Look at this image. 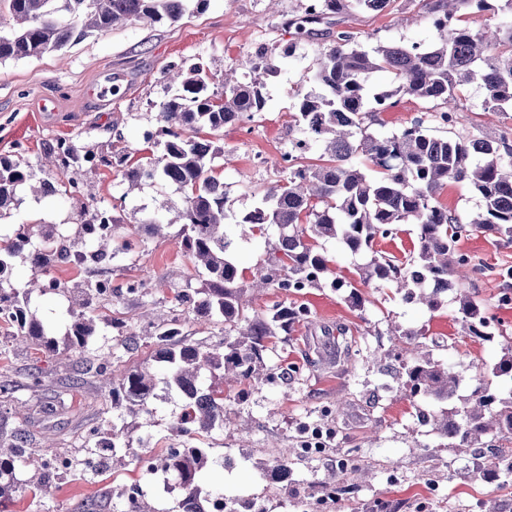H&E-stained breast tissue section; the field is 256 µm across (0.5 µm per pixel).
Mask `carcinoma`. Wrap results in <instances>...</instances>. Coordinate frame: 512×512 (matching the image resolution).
I'll list each match as a JSON object with an SVG mask.
<instances>
[{"mask_svg": "<svg viewBox=\"0 0 512 512\" xmlns=\"http://www.w3.org/2000/svg\"><path fill=\"white\" fill-rule=\"evenodd\" d=\"M390 0H321L319 9L303 14L295 22L296 42L313 34V25L352 12L381 11ZM0 60L39 57L60 52L93 31L137 20L175 23L184 14V0H0ZM422 17L436 31L433 42L383 43L369 49L354 41L348 31H338L333 43L317 58L309 77L311 87L295 96L294 121L304 138L293 143L287 177L257 190L258 204L241 217L230 214L224 198V183L210 175L208 163L224 156L217 133L224 126L254 117L262 111L264 79L276 74L267 52L260 49L224 72V93L209 91L204 69L166 71L178 93L157 105L159 138L146 142L161 146L157 157L136 162L124 151L112 153L120 167L127 191L147 180L171 183L184 191L182 227L175 243L182 256L198 271L197 285L187 282L175 294V313L162 323H150L146 335L153 339L156 361L164 364L163 389L182 398L181 412L174 416L170 431L181 437L208 434L224 426L235 412L232 393L245 384H274L278 368L265 363L272 339L288 336L294 325L313 322L303 303L277 305L266 313L249 312L243 303L253 288H273L299 294L307 288L327 286L350 308L364 310L369 299L354 281L335 275L331 259L322 247L339 240L353 255L368 254L369 261L357 268L360 283L393 288L399 299L417 302L429 310L443 306L440 289L455 293L462 333L477 341L505 337L495 326L484 301L472 296L465 281L471 260L457 243L467 227L498 234L512 241V140L507 133L490 140L455 131L460 88L474 81L484 90V108L491 112L512 109V0H419ZM493 12L494 27L471 28L462 23L461 12ZM394 75V88H373L372 76ZM395 95L421 100L429 107L409 126L388 133L372 129L378 114L388 110ZM321 150L319 162H306L312 147ZM62 171L80 169L92 154L75 144L56 141L51 149ZM33 175L18 160L0 157V217L11 210L17 190ZM450 183H464L480 197V210L464 225L459 216L439 202L441 190ZM234 220L239 238L264 233L266 226L278 229L276 242H267L268 258L246 277L233 259L235 241L225 230ZM409 221L417 229V253L405 260L376 250L378 239L391 234L392 225ZM112 225V233L99 235L97 223ZM120 217L111 210H96L80 224L85 250H75L69 237L56 236L55 226L34 231L24 224L0 246V317L10 328V342L35 348L44 355L57 352L56 341L29 308L38 294L63 293L78 296L67 332L68 350L79 356L85 373L98 378L99 389L112 398L120 413L87 431L88 455H98L97 432L111 436L112 464L130 458L139 466L143 453L133 447L135 430L125 416L149 419L156 400L157 377L147 363L127 367L119 377L112 371V351L97 352L90 346L97 335L93 311L120 298L146 306L152 295L143 281H131L123 289L103 293L101 276L112 264L133 253L129 240H119ZM166 227L156 218L138 224L141 242L163 236ZM31 264L27 280L13 283L15 259ZM57 266H73L89 275L87 281L68 287L49 277ZM192 313L200 322L222 326L224 339L217 345L186 339L183 315ZM126 322L112 318V328L121 333L119 345L131 352L138 346L137 334L123 332ZM408 340L405 359L388 352L380 360L394 358L404 371L403 386L411 398H435L450 403L463 378L440 361L422 342V329H401ZM342 341L328 342L329 359L349 366L356 353L336 328ZM219 381L204 387L203 372ZM492 374L512 380V345L494 363ZM419 422L448 437L457 448H475L489 453L497 477L512 480V390L502 394L484 377V367L471 379L470 394L461 406L439 411L421 410ZM22 433L0 432V507L19 491L16 468L40 450L27 448ZM208 462L206 450L188 451L165 463L189 492H199V474ZM62 477L42 467L37 490L55 495ZM123 512H156L141 498L126 499V488L111 490Z\"/></svg>", "mask_w": 512, "mask_h": 512, "instance_id": "1", "label": "carcinoma"}]
</instances>
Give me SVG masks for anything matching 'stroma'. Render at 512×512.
I'll return each mask as SVG.
<instances>
[{"instance_id": "35a3bbf8", "label": "stroma", "mask_w": 512, "mask_h": 512, "mask_svg": "<svg viewBox=\"0 0 512 512\" xmlns=\"http://www.w3.org/2000/svg\"><path fill=\"white\" fill-rule=\"evenodd\" d=\"M305 0H186L181 20L172 23L132 22L94 33L57 53L39 58L0 61V156L29 165L35 179L61 182L65 173L46 165L45 156L57 140L73 141L94 151L91 173L79 177V188L70 193L37 197L18 191L10 211L0 217V238L12 235L20 224H78L96 208L122 205L126 224L123 235L132 236L136 221L161 213L172 231H179L183 193L176 186L153 183L134 196L124 197L121 174L112 165L113 149L144 148L147 132L157 129L156 106L175 93L164 81L170 69L203 65L212 91L222 88L226 68L267 49L275 57L278 74L263 90L265 107L249 128L225 127L221 138L226 153L213 162L224 181L227 205L235 214L251 210L254 191L283 179L282 155L303 133L293 120L294 94L312 70L326 36L317 34L298 43L282 23L300 17ZM335 30L351 32L364 47L377 42L428 43L435 30L423 20L414 0H391L381 12L353 11L334 19ZM293 56H285L288 44ZM483 90L468 85L457 111V131L495 139L512 133V111L486 114ZM476 270L468 288L488 304L491 314L512 337V279L501 269L512 267V242L479 230H470L458 241ZM194 270L180 254L174 240L148 242L131 259L114 265L113 285L131 280L154 284V303L141 309L125 301L120 310L135 318L138 326L161 322L169 316L173 289L193 278ZM372 304L358 311L346 306L332 288H312L301 300L311 309L314 325H296L291 335L279 337L269 359L284 373L276 385L250 387L248 401L224 428L196 439L209 449L207 491L263 496L266 512H304L309 494L336 475V458L352 451L359 466L370 476L358 488L343 492L345 502L372 507L373 512H512V482L492 480L480 473V460L469 451L449 447L447 438L421 426L417 409H438L436 401L404 397L401 378L379 352L397 349L399 337L391 335L389 321L406 328H424L435 358L455 368L463 377L474 374L475 363L496 361L503 339L478 342L463 336L456 303L431 312L393 298L389 289L363 286ZM30 307L49 329L58 345L53 358L34 349H15L0 354V381H24L40 368L49 381L39 392L20 390L28 408L0 405V426L5 431L25 432L31 447H43L53 439V453L81 455L83 430L111 416L112 405L102 397L97 381L80 382V363L66 347L72 321L70 302L60 295L32 299ZM346 327L358 350L355 368L315 370L306 362L313 342L320 339L321 325ZM61 394L64 406L53 418L42 421L29 411L40 399ZM313 421L330 428L331 446L324 457L307 458L296 452L301 423ZM291 452L294 466L288 476V495L277 485L262 480L259 467L282 452ZM238 458L225 471V456ZM138 474L134 466L104 468L80 481L63 484L55 499L33 496L38 479L33 462L17 468L24 492L7 502L8 512H61V505L87 501L91 512H113L111 487L128 484ZM438 484L442 497H429V484Z\"/></svg>"}]
</instances>
